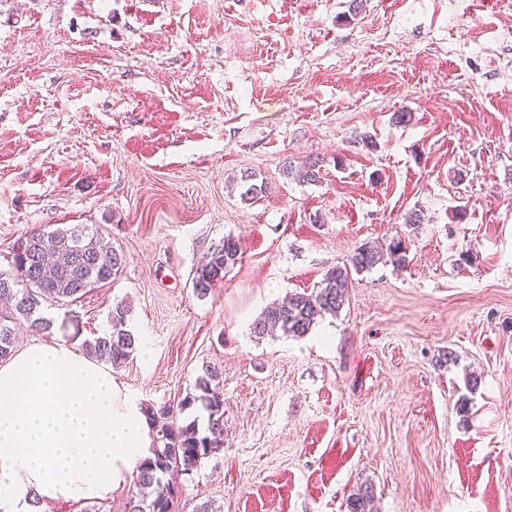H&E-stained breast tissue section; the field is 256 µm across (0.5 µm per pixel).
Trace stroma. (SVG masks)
<instances>
[{
    "label": "stroma",
    "mask_w": 512,
    "mask_h": 512,
    "mask_svg": "<svg viewBox=\"0 0 512 512\" xmlns=\"http://www.w3.org/2000/svg\"><path fill=\"white\" fill-rule=\"evenodd\" d=\"M349 3L0 0V267L70 224L123 256L14 347L100 335L123 301L113 374L141 404L222 371L224 446L175 512H349L364 484L374 512H512V0ZM311 160L320 181L286 176ZM229 234L241 263L197 296ZM397 235L408 265L353 275L307 336H252ZM240 240L233 235H226L211 245L204 260L196 266L192 285L198 295L205 296L211 288H215L224 280L230 267L242 259Z\"/></svg>",
    "instance_id": "obj_1"
}]
</instances>
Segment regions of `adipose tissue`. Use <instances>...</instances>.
Wrapping results in <instances>:
<instances>
[{"label": "adipose tissue", "mask_w": 512, "mask_h": 512, "mask_svg": "<svg viewBox=\"0 0 512 512\" xmlns=\"http://www.w3.org/2000/svg\"><path fill=\"white\" fill-rule=\"evenodd\" d=\"M152 446L141 403L74 345L35 343L0 362V512L109 497Z\"/></svg>", "instance_id": "adipose-tissue-1"}]
</instances>
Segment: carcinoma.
I'll list each match as a JSON object with an SVG mask.
<instances>
[{"label": "carcinoma", "mask_w": 512, "mask_h": 512, "mask_svg": "<svg viewBox=\"0 0 512 512\" xmlns=\"http://www.w3.org/2000/svg\"><path fill=\"white\" fill-rule=\"evenodd\" d=\"M245 190L241 198L250 201L265 193V184L255 183V175L242 177ZM242 259L240 240L226 235L211 245L204 260L196 266L192 285L201 296L224 280L230 267ZM8 268L0 269V358L13 351L15 327L25 323L35 331L51 328V321L41 314L47 302L75 301L94 288L112 283L120 272L123 257L105 240L99 227L74 224L52 231L35 230L17 240L7 258ZM402 267L407 262L405 241L396 236L381 247L369 242L357 246L348 262L325 273L312 292H296L282 303L265 308L252 323L257 338L278 333L303 337L319 320L334 315L348 301L351 274L369 271L380 263ZM129 309L119 303L112 309L107 332L82 343L83 352L99 363L120 366L135 351L137 338L127 329ZM222 374L205 366L195 389L176 404L143 407L154 432L151 456L136 467V483L152 489L151 496H133L127 512H174L178 486L162 481V476L187 474L201 461L224 447V399L220 386ZM206 412V423L193 419L179 423L178 417L193 406ZM373 494L371 487L361 486L350 498L351 512H369Z\"/></svg>", "instance_id": "carcinoma-1"}]
</instances>
